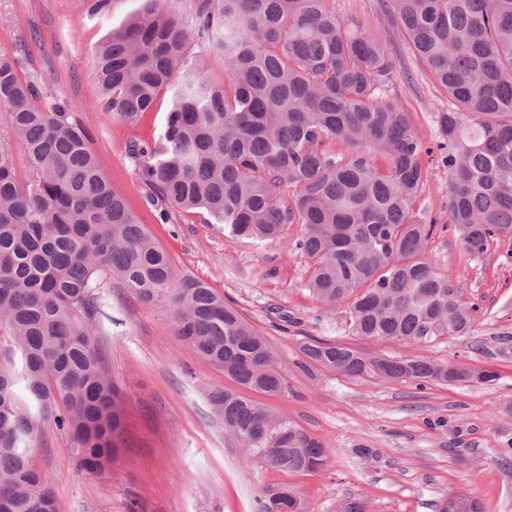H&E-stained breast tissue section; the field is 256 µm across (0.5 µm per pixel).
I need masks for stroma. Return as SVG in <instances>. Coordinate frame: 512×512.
Here are the masks:
<instances>
[{
    "instance_id": "stroma-1",
    "label": "stroma",
    "mask_w": 512,
    "mask_h": 512,
    "mask_svg": "<svg viewBox=\"0 0 512 512\" xmlns=\"http://www.w3.org/2000/svg\"><path fill=\"white\" fill-rule=\"evenodd\" d=\"M144 3L119 0L111 15L89 18L75 0H0V54H23L40 103H69L104 175L140 213L174 268L209 283L265 336L285 389L258 401L320 440L328 464L290 473L226 447L208 393L232 387V380L187 347L168 307L139 302L116 280L102 291L93 341L124 391V449L111 471L94 474L80 465L69 437L45 423L32 458L51 477L61 512H258L262 492L281 484L296 486L309 512H332L348 497L363 500L367 512H438L442 499L458 491L481 499L486 512H512V240L479 258L465 255L446 227L448 173L438 160H426L418 204L440 222L427 256L478 311L471 334L440 338L425 353L496 370L497 380L422 387L365 382L319 365L301 371L300 346L309 336L395 357L418 349L349 336L345 309L312 301L307 263L292 247L297 229L251 243L190 214L168 224L155 218L127 143L159 134L169 101H157L137 126L112 121L98 105L92 64L95 46ZM336 12L365 23L395 69L413 71V81H397L392 96L423 139L435 143L434 114L448 96L418 65L382 0H336ZM362 446L371 456L359 454Z\"/></svg>"
}]
</instances>
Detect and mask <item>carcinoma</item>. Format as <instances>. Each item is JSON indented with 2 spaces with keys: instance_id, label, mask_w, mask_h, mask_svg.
Segmentation results:
<instances>
[{
  "instance_id": "cac0c4a2",
  "label": "carcinoma",
  "mask_w": 512,
  "mask_h": 512,
  "mask_svg": "<svg viewBox=\"0 0 512 512\" xmlns=\"http://www.w3.org/2000/svg\"><path fill=\"white\" fill-rule=\"evenodd\" d=\"M116 0H79L90 17ZM94 52L98 104L137 123L163 92L171 109L158 137L132 139L128 154L161 223L175 214L216 220L252 241L286 237L309 262L305 288L343 307L348 334L426 348L473 330L476 307L426 256L437 221L416 210L423 156L448 172V226L479 258L512 239V0H387V10L448 95L426 146L391 96L392 62L336 0H197L186 22L162 0ZM200 44L224 62L206 72ZM23 60L0 54V110L28 172L0 148V512H60L31 448L42 425L65 432L83 467L110 470L120 452L123 393L93 343L99 289L112 279L140 302L167 303L177 334L238 386L264 395L284 378L266 338L204 281L175 270L104 176L85 128L65 101L36 105ZM339 144L342 150L334 149ZM318 364L360 379L451 385L498 378L490 369L361 351L345 342L301 346ZM224 435L248 459L318 472L324 444L230 389L209 394ZM471 512L482 503L466 492ZM308 512L290 485L263 492L261 512Z\"/></svg>"
}]
</instances>
